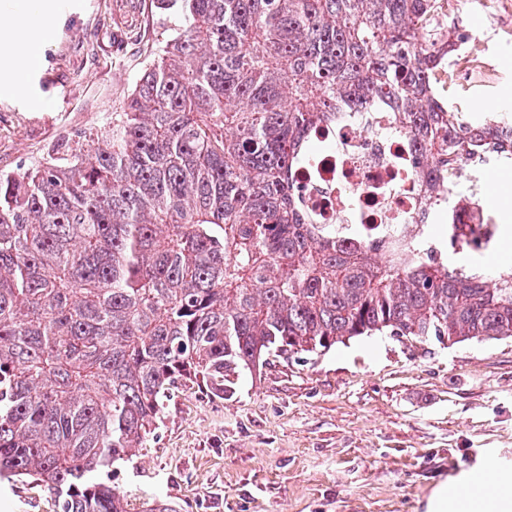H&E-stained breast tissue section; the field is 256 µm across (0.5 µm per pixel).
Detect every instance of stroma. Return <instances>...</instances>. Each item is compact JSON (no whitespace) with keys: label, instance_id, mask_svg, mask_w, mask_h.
<instances>
[{"label":"stroma","instance_id":"obj_1","mask_svg":"<svg viewBox=\"0 0 512 512\" xmlns=\"http://www.w3.org/2000/svg\"><path fill=\"white\" fill-rule=\"evenodd\" d=\"M53 34L24 91L0 94V173L89 149L156 55L175 13L156 0H55ZM450 35L480 39L495 76L454 71L440 93L469 116L512 118V0L497 15L456 0ZM479 201L512 200V163H479ZM512 474V341L444 346L362 336L270 357L230 391L175 390L112 483L129 512H426L432 490ZM0 512H58L42 487L0 481Z\"/></svg>","mask_w":512,"mask_h":512}]
</instances>
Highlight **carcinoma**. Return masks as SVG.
I'll list each match as a JSON object with an SVG mask.
<instances>
[{
    "instance_id": "carcinoma-1",
    "label": "carcinoma",
    "mask_w": 512,
    "mask_h": 512,
    "mask_svg": "<svg viewBox=\"0 0 512 512\" xmlns=\"http://www.w3.org/2000/svg\"><path fill=\"white\" fill-rule=\"evenodd\" d=\"M179 24L93 150L0 173V479L60 512H128L93 477L175 385L224 393L269 356L360 336L512 340L488 278L405 237L348 246L291 170L344 105L386 99L434 196L512 149L440 99L443 0H156Z\"/></svg>"
}]
</instances>
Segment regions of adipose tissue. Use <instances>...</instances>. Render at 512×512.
I'll return each instance as SVG.
<instances>
[{"instance_id":"1","label":"adipose tissue","mask_w":512,"mask_h":512,"mask_svg":"<svg viewBox=\"0 0 512 512\" xmlns=\"http://www.w3.org/2000/svg\"><path fill=\"white\" fill-rule=\"evenodd\" d=\"M51 15L47 0H21L13 21L0 25V50L11 60L0 65V92H22L21 74L38 64L39 46L52 32Z\"/></svg>"}]
</instances>
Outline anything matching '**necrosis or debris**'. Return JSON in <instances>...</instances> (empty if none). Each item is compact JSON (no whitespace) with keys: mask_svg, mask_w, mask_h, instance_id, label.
Returning <instances> with one entry per match:
<instances>
[{"mask_svg":"<svg viewBox=\"0 0 512 512\" xmlns=\"http://www.w3.org/2000/svg\"><path fill=\"white\" fill-rule=\"evenodd\" d=\"M310 143L293 175L313 223L352 225L362 237L410 236L426 223L431 196L411 174L416 147L389 106L342 111L318 126ZM439 208L457 243L470 242L486 215L475 197L452 193L441 196Z\"/></svg>","mask_w":512,"mask_h":512,"instance_id":"necrosis-or-debris-1","label":"necrosis or debris"}]
</instances>
